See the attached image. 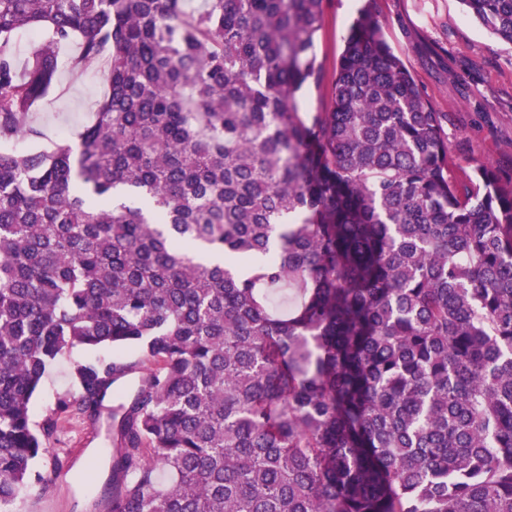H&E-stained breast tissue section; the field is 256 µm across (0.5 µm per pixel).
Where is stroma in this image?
I'll return each mask as SVG.
<instances>
[{
  "mask_svg": "<svg viewBox=\"0 0 512 512\" xmlns=\"http://www.w3.org/2000/svg\"><path fill=\"white\" fill-rule=\"evenodd\" d=\"M359 0H326L316 52L333 75ZM386 41L426 91L435 111L448 115L445 131L459 170L492 166L512 180V45L490 34L461 0H377ZM62 89L41 108L55 131L76 136L88 123L104 84L100 69L61 76ZM83 349L50 369L32 407L34 423L51 414L71 389V363ZM105 428L71 415L61 418L36 468L42 483L25 491L19 512H90L109 475Z\"/></svg>",
  "mask_w": 512,
  "mask_h": 512,
  "instance_id": "35a3bbf8",
  "label": "stroma"
}]
</instances>
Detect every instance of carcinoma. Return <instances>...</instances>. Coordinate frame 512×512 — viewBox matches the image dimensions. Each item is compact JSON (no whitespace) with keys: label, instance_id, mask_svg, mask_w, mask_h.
<instances>
[{"label":"carcinoma","instance_id":"cac0c4a2","mask_svg":"<svg viewBox=\"0 0 512 512\" xmlns=\"http://www.w3.org/2000/svg\"><path fill=\"white\" fill-rule=\"evenodd\" d=\"M189 2L0 0V512L72 412L104 512H512V182L449 177L374 0L310 117L325 0ZM461 2L512 44V0ZM69 43L106 82L74 139L37 120ZM78 347L143 374L75 361L33 424ZM88 355L89 353L85 350L76 348L73 350L70 358L62 360L50 369L40 391L32 402V419L35 424L41 423L46 416L53 412L59 396L71 390L70 372L72 361L82 360Z\"/></svg>","mask_w":512,"mask_h":512}]
</instances>
